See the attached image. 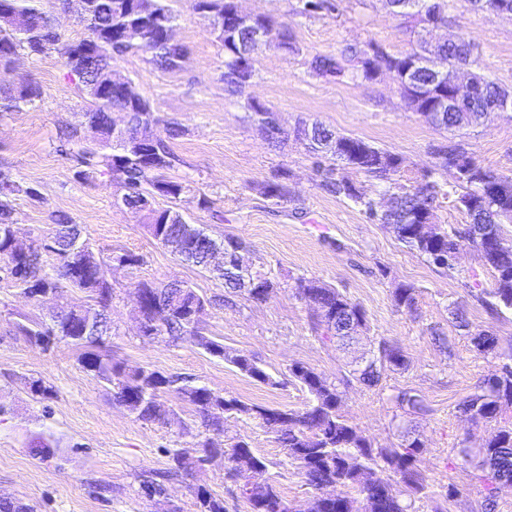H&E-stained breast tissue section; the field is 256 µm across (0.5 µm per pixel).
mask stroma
<instances>
[{
  "label": "stroma",
  "instance_id": "stroma-1",
  "mask_svg": "<svg viewBox=\"0 0 512 512\" xmlns=\"http://www.w3.org/2000/svg\"><path fill=\"white\" fill-rule=\"evenodd\" d=\"M305 2L239 0L245 13L288 22L303 49L298 56L259 50L245 97L273 107L286 129L308 119L400 154L407 162L402 177L407 185L426 176L445 180L438 154L459 145L479 164L512 174V112H492L479 124L447 131L408 109L389 77L341 82L310 72L309 55L337 53L368 41L388 54L410 50L414 37L385 0H330L316 11L305 10ZM172 7L179 15L175 37L187 49L181 70L155 68L144 51L117 58L112 68L180 130L170 142L176 161L164 176L189 182L211 202L207 208L187 201L176 204L188 221L204 225L215 237L244 240L245 262L278 282L264 302L239 296L234 307H210L202 316L209 337L253 357L273 376L274 385L257 383L189 343L140 336L133 298L137 283L176 279L210 297L223 294L224 286L208 272L182 263L147 232L140 214L118 205L121 188L77 178L75 162L61 151L60 135L77 124L87 99L66 79L54 52L22 54L10 69L0 70L2 85L34 82L41 89L35 104L0 117V168L39 192L35 198L19 196L14 203L19 239L49 234L52 213L62 211L111 260L112 335L106 349L114 361L128 369L188 377L270 407L296 410L306 404L307 393L288 376L294 363L331 380L348 370L353 353L317 339L314 307L296 297L291 285L304 276L338 288L367 315L355 353H368L385 338L398 343L410 363L407 371L392 374L384 389L346 387L343 414L377 448L396 447L401 428L414 431L422 443L419 465L437 494L452 488L460 492L448 500V512H478L477 465L457 457L455 449L464 437L479 447L490 429L471 425L458 405L501 362L512 360V313L486 311L468 286L475 277L491 288L490 273L467 247L454 270L430 265L403 246L390 226L370 221L359 205L327 190L315 158L302 145L292 139L271 144L251 121L245 97L225 88L224 51L210 34L207 19L193 11L191 0H173ZM435 36L465 37L482 70L512 89V19L474 13L464 0H452L448 22ZM283 173L290 200L260 193L258 183ZM126 252L138 255L139 264L113 263V256ZM399 283L415 288L413 311L394 307L391 291ZM457 307L466 310L472 327L498 336L500 359L476 354L452 315ZM56 309L55 301L27 299L0 271V497L22 500L35 512H166L171 504L180 512H196L194 489L202 486L223 498L226 512H249L220 459L166 483L162 495L144 492V480L166 470L176 450L196 443L201 422L191 406L171 394L162 397L172 412L168 421L140 422L113 401L109 385L82 369L78 348L62 341L45 348L17 334L20 315L46 320ZM38 378L51 386L49 398H32L30 383ZM402 389L420 395L426 412L396 420L391 396ZM186 423L191 432L183 431ZM40 432L58 442L54 457L45 462L34 460L27 447L30 435ZM228 433L251 443L268 462L267 477L298 512H305L314 491L274 437L248 418L230 420Z\"/></svg>",
  "mask_w": 512,
  "mask_h": 512
}]
</instances>
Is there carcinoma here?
I'll use <instances>...</instances> for the list:
<instances>
[{
  "instance_id": "1",
  "label": "carcinoma",
  "mask_w": 512,
  "mask_h": 512,
  "mask_svg": "<svg viewBox=\"0 0 512 512\" xmlns=\"http://www.w3.org/2000/svg\"><path fill=\"white\" fill-rule=\"evenodd\" d=\"M87 2L91 10L88 35L66 41L47 23L36 0H0V68L9 67L22 52L32 56L58 53L67 78L77 80L78 89L88 97L89 105L82 112L84 124L95 128L98 134L96 143L66 134L65 143L73 145L77 177L83 181L101 180L120 185L124 190L121 203L144 215L150 235L163 245L177 244L179 250L174 255L180 261L206 271L208 254L204 241L214 242L216 238L201 226L189 223L182 212L155 207L158 196L181 200L190 192L188 184L160 177L175 162L169 139L177 135V129L168 126L165 132H160L161 119L143 95L129 100L116 91L100 92L96 65L90 58L81 56L84 47L93 45L101 60L110 65L116 58L149 43V63L163 71L178 70L187 50L180 42L162 38L163 28L175 25L177 15L168 0ZM410 2L415 12L403 23L413 31L420 25L418 16L432 8L439 9L443 18H448L450 0ZM199 6L223 19L222 28L214 32L224 49L222 80L230 92L241 97L246 90L248 72L240 65L237 51L247 37V30L236 22L235 0H192V8ZM256 23L274 28L278 40L276 50L286 55L302 52L288 23L261 15L256 17ZM370 46L372 43L368 42L339 53H316L309 57L308 67L321 77L368 81L371 76L362 70L360 60ZM439 53L441 63L467 62L477 68L478 76L476 89L454 99L448 111L442 114L443 128L455 130L470 124L471 118L478 114L494 111L502 88L478 69L471 43L461 37L439 46ZM397 90L406 106L419 116H425L423 110L433 105L436 94L432 69L418 71L412 83H400ZM39 96L40 87L32 82L14 88L0 87V112L20 111ZM116 109L127 112L129 117V141L125 146L112 144L111 120ZM296 137L312 142L307 147L312 155L333 161L318 172L331 176L335 170L349 169L378 180L384 193L394 199L392 210L381 217L374 216L370 201L348 178L331 177L327 185L336 194L362 206L370 220L389 225L401 243L427 262L450 271L454 269L451 254L463 247L472 248L481 266L493 277V288L481 290L478 300L492 311L512 310V240L503 235L501 228L503 224L512 223V174L479 165L463 147L457 146L439 155L438 167L448 172L449 180L426 179L407 186L400 183L406 160L399 154L359 138L341 135L318 122L299 123ZM260 190L280 200L289 195L288 185L283 182H265ZM21 194L38 197L35 188L0 169V270L6 272L21 293L33 299L40 289L57 291L59 284L68 283V287L88 294L99 312V320L96 329L86 332L83 317L63 303L51 322L26 318L17 323L18 332L38 345L58 339L80 348L81 367L108 383L113 400L136 420L153 423L167 419L171 410L160 402V397L173 392L193 406L208 432L200 447L177 450L166 471L144 482L145 491L160 493L164 482L188 472L183 458L192 453L202 458L214 449H224L227 473L236 482L250 477L256 465L267 466V461L244 439L238 437L230 443L224 442L228 419L245 416L259 421L275 436L306 485L315 491L329 484L335 486V499L316 501L315 512H413L415 498L432 494L429 476L417 466L421 450L418 438L407 431L397 447L374 448L357 425L341 412L342 388L355 383L369 390H379L389 374L408 368L409 360L401 346L386 339L379 340L375 359L352 364L348 373L336 380L324 377L303 363L291 365L288 376L308 393V401L300 410L246 403L237 397L216 393L205 385L189 381L180 384L155 369L142 367L127 371L104 350L111 329L108 310L112 304V284L104 257L83 238L79 226L63 213L55 214L51 236L38 238V245L27 253L16 252L9 227L14 223L13 200ZM441 197L452 200L456 208L465 212L469 224L463 228H448L433 223L436 203ZM48 254L55 256L53 267L45 260ZM219 279L224 283V295L214 298L179 280L162 286L137 283L135 289L142 291L144 298L142 317L146 331L143 336L190 342L224 359L258 383L276 384L252 358L230 351L205 335L189 314L194 302L231 305L233 298L239 295L260 302L280 284L252 271L244 275L232 262L224 265ZM293 290L301 299L314 301L318 315L316 330L321 343L334 340L348 345L358 332L366 329L365 311L335 287L302 276L294 280ZM392 299L397 308L411 310L416 303V290L399 283L392 290ZM454 315L459 327L471 336L478 355L499 357V342L493 333L471 330L462 309L455 310ZM393 400L396 408L406 414L426 411L420 396L407 390L398 391ZM508 406H512V363L503 364L501 372L485 379L480 390L461 405V411L473 424L494 427L491 437L481 446L472 448L463 439L457 448V454L463 458H478L482 483L480 512H495L497 487L512 485V422L501 418L503 408ZM29 452L34 458L46 461L55 455V441L42 433L36 434L29 442ZM394 482L402 486L403 495L394 493ZM195 495L198 512H224V500L209 490L199 487ZM240 496L248 502L251 512H290L288 500L271 481L251 482L240 491Z\"/></svg>"
}]
</instances>
